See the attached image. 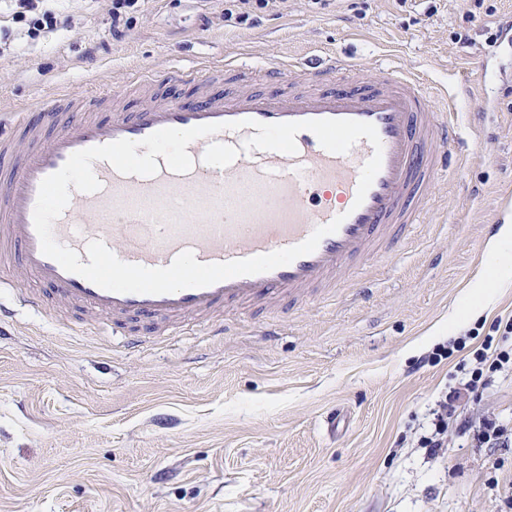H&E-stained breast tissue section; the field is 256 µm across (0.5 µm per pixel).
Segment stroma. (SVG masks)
Returning <instances> with one entry per match:
<instances>
[{"label": "stroma", "instance_id": "35a3bbf8", "mask_svg": "<svg viewBox=\"0 0 512 512\" xmlns=\"http://www.w3.org/2000/svg\"><path fill=\"white\" fill-rule=\"evenodd\" d=\"M48 6L69 22L35 38L0 17V119L61 90L124 91L132 68L172 58L338 52L368 75L397 63L452 88L488 53L482 95L456 105L486 156L436 187L410 245L363 283L344 276L287 310L228 308L222 330L190 324L132 351L93 316H34L0 292V512H505L512 447L453 430L434 455L417 441L462 381L457 358L426 355L512 317L511 282L457 319L492 214L512 224V0H288L241 24L219 0H143L119 42L112 0ZM459 404L512 428V370Z\"/></svg>", "mask_w": 512, "mask_h": 512}]
</instances>
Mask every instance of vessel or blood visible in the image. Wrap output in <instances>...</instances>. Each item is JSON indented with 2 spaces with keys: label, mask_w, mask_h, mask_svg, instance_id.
<instances>
[{
  "label": "vessel or blood",
  "mask_w": 512,
  "mask_h": 512,
  "mask_svg": "<svg viewBox=\"0 0 512 512\" xmlns=\"http://www.w3.org/2000/svg\"><path fill=\"white\" fill-rule=\"evenodd\" d=\"M130 93L127 100L62 93L38 110L21 107L10 128L0 127V288L26 276L31 287L15 290L24 307L96 315L137 349L161 328L228 307L244 313L337 288L344 271L360 273L411 236L439 182L455 174L454 151L465 142L452 96L424 72L389 65L368 77L346 55L259 67L214 58L168 63L138 72ZM312 119L375 126L382 166L364 201L356 193L374 152L367 139L335 154L304 130L293 155L242 149L254 123ZM234 121L241 130H229ZM210 123L226 129L188 146L194 165L187 173L163 165L151 177L123 175L94 162L100 188L71 192L53 225L56 240L84 264L88 242L99 240L124 262L160 268L186 250L198 262L220 263L291 247L338 216L339 229L313 253L271 271L159 295L105 290L42 253L33 223L39 186L71 154Z\"/></svg>",
  "instance_id": "vessel-or-blood-1"
}]
</instances>
